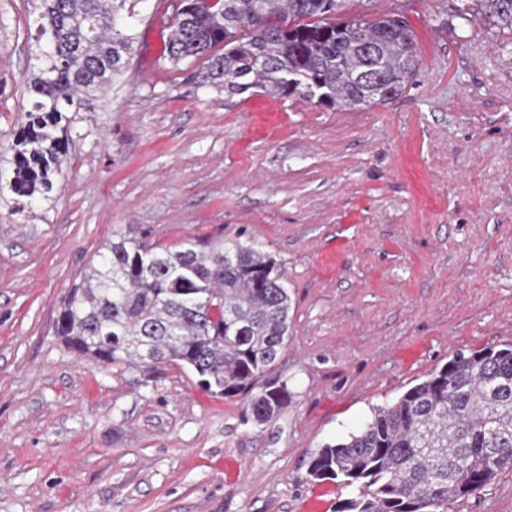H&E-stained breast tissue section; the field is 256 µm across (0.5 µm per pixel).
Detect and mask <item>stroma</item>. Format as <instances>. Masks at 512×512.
I'll return each instance as SVG.
<instances>
[{
    "mask_svg": "<svg viewBox=\"0 0 512 512\" xmlns=\"http://www.w3.org/2000/svg\"><path fill=\"white\" fill-rule=\"evenodd\" d=\"M463 0H345L410 24L418 69L354 110L224 94L159 55L142 21L127 70L68 112L50 199L0 194V512H335L307 475L460 350L512 344V30ZM32 0L0 10V170L37 66ZM241 240L282 265L279 364L291 398L263 425L175 364L102 365L56 334L63 298L113 234ZM451 512H512V470Z\"/></svg>",
    "mask_w": 512,
    "mask_h": 512,
    "instance_id": "stroma-1",
    "label": "stroma"
}]
</instances>
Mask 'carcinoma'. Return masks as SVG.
<instances>
[{
	"label": "carcinoma",
	"instance_id": "carcinoma-1",
	"mask_svg": "<svg viewBox=\"0 0 512 512\" xmlns=\"http://www.w3.org/2000/svg\"><path fill=\"white\" fill-rule=\"evenodd\" d=\"M37 72L13 142L11 191L49 196L70 149L68 107L122 74L147 0H33ZM512 28V0H475ZM159 60L205 59L202 80L358 109L395 98L419 63L399 17L341 20L342 0H182ZM282 266L239 240L152 246L116 234L70 288L57 334L121 370L175 363L215 395L245 398L243 417L272 420L288 403L277 373L288 343ZM512 469V346L457 352L347 438L322 446L308 476L348 489L336 512H449Z\"/></svg>",
	"mask_w": 512,
	"mask_h": 512
}]
</instances>
